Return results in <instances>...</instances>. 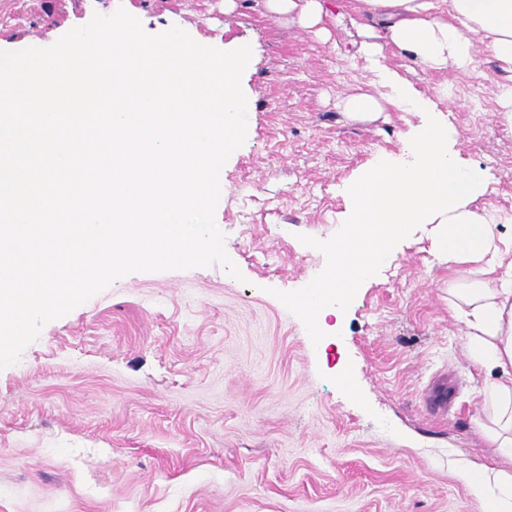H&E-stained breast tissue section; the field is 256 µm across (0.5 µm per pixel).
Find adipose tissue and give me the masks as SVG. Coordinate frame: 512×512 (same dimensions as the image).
<instances>
[{"label":"adipose tissue","mask_w":512,"mask_h":512,"mask_svg":"<svg viewBox=\"0 0 512 512\" xmlns=\"http://www.w3.org/2000/svg\"><path fill=\"white\" fill-rule=\"evenodd\" d=\"M357 11L377 24V42L360 52L374 56L380 42L434 70H473L479 43H487L507 77L496 99L512 126V0H357ZM383 99L360 93L343 108L367 117L393 105L420 117L396 156L382 155L349 182L345 233L336 241V265L312 293L296 299L314 328L330 304H344L380 259L404 241L415 224H441L436 246L459 275L448 283V305L465 326V348L490 380L481 390L475 425L495 454L512 458V237L478 204L484 173L467 165L454 147L442 110L391 70L381 72ZM466 478L485 512H512V470L479 465Z\"/></svg>","instance_id":"adipose-tissue-1"}]
</instances>
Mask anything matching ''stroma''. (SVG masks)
<instances>
[{
    "instance_id": "35a3bbf8",
    "label": "stroma",
    "mask_w": 512,
    "mask_h": 512,
    "mask_svg": "<svg viewBox=\"0 0 512 512\" xmlns=\"http://www.w3.org/2000/svg\"><path fill=\"white\" fill-rule=\"evenodd\" d=\"M33 24L0 50L48 47L125 8L232 50L247 137L224 166L215 219L242 273L136 272L47 323L0 370V512H485L457 464H495L474 419L485 377L448 306L453 272L416 225L319 345L295 306L335 262L343 187L420 122L362 119L379 96L358 13L303 28L268 0H25ZM381 62L447 110L461 157L488 179L478 204L512 216V129L488 48L470 73ZM343 108L349 114L363 117L383 112L385 109L378 99L365 93L348 96L343 100Z\"/></svg>"
}]
</instances>
